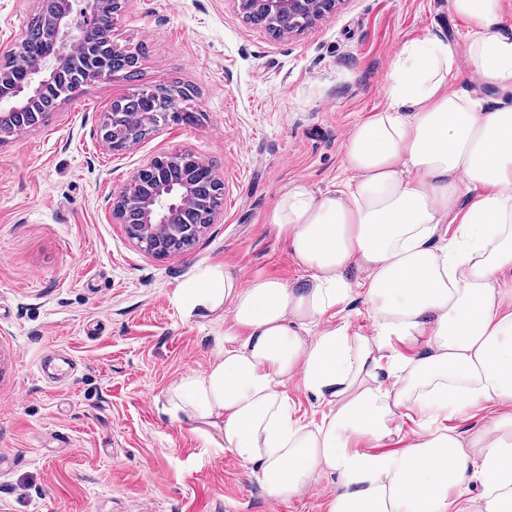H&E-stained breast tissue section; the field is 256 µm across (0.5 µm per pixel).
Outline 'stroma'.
I'll return each instance as SVG.
<instances>
[{"mask_svg":"<svg viewBox=\"0 0 512 512\" xmlns=\"http://www.w3.org/2000/svg\"><path fill=\"white\" fill-rule=\"evenodd\" d=\"M38 0H0V52ZM472 29L450 0H342L275 38L233 0H130L112 39L143 47L44 124L0 141V512H328L332 478L266 499L248 464L161 411L180 377L224 345V318L184 317L176 291L207 267L292 282L300 263L268 224L284 187L334 188L355 123L386 108L402 45ZM180 86L191 99L133 148L99 127L113 98ZM189 151L224 184L222 214L185 255L140 251L112 195L158 156Z\"/></svg>","mask_w":512,"mask_h":512,"instance_id":"obj_1","label":"stroma"}]
</instances>
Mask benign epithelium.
<instances>
[{
    "instance_id": "7a95c632",
    "label": "benign epithelium",
    "mask_w": 512,
    "mask_h": 512,
    "mask_svg": "<svg viewBox=\"0 0 512 512\" xmlns=\"http://www.w3.org/2000/svg\"><path fill=\"white\" fill-rule=\"evenodd\" d=\"M129 0H41L42 8L52 15V24L42 41L47 45L44 55L28 66L24 80L0 68V93L6 91L13 100V111L0 113V137L30 128L28 115L40 109L54 110L59 100L50 103L43 98L45 87L65 71H74L78 87L112 79L119 69L122 51L112 49V63H107L96 45H86L88 33L105 34L102 20L110 8L125 9ZM238 13L245 20L261 14L271 21L272 34L290 35L303 31L324 16L334 12L340 0H234ZM126 55L130 51L122 52ZM159 104L171 112L179 111L184 91L170 88L152 90ZM159 113L138 108L132 121L110 125L106 135L114 151L127 150L143 135L158 125ZM173 159L156 157L133 170L130 181L149 187L148 194L131 199L121 189L114 194L112 216L124 225L128 237L146 254L157 257L184 255L199 240L205 225L215 223L220 208L201 212L194 224L185 223L183 213L193 199V186L187 182L173 184L166 177V163Z\"/></svg>"
}]
</instances>
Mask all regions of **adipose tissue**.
I'll return each mask as SVG.
<instances>
[{"mask_svg": "<svg viewBox=\"0 0 512 512\" xmlns=\"http://www.w3.org/2000/svg\"><path fill=\"white\" fill-rule=\"evenodd\" d=\"M473 28L466 51L406 42L387 77L386 110L356 124L346 177L294 183L268 221L305 273L240 282L206 270L179 288L184 316L224 314V351L181 377L162 411L252 468L273 501L335 477L328 512H512V33L502 0H451ZM497 107L454 88L461 60ZM458 227L440 243L443 225ZM364 278L350 281L352 267ZM362 300L369 333L344 312ZM298 381L325 405L296 415ZM508 406L471 441L449 414ZM419 430L384 452L403 419ZM480 483V501L468 493Z\"/></svg>", "mask_w": 512, "mask_h": 512, "instance_id": "obj_1", "label": "adipose tissue"}]
</instances>
